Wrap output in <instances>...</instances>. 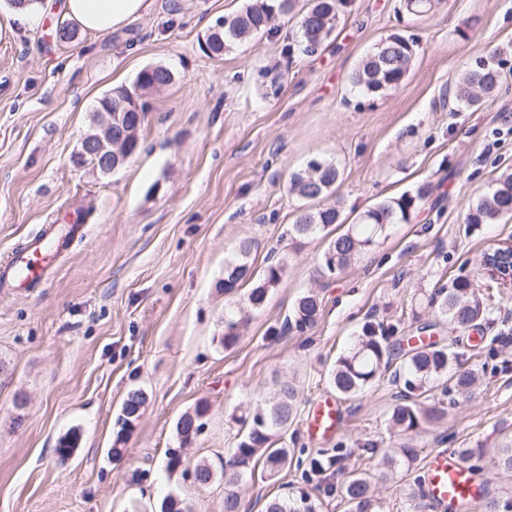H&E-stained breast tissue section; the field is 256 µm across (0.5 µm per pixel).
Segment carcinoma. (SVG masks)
<instances>
[{"instance_id": "obj_1", "label": "carcinoma", "mask_w": 512, "mask_h": 512, "mask_svg": "<svg viewBox=\"0 0 512 512\" xmlns=\"http://www.w3.org/2000/svg\"><path fill=\"white\" fill-rule=\"evenodd\" d=\"M350 0H309L296 9V0H253L245 10L231 19L216 21L209 30L207 42L211 53L224 50L258 34L273 32V22L279 15L296 19L298 47L305 53H314L331 36L344 16ZM415 55L414 41L392 33L381 41L351 76L352 86L368 94L383 93L398 87L406 77ZM175 75L163 65L141 69L129 85H120L103 95L94 110L93 122L99 123L115 99L126 98L129 107L146 102V92L171 84ZM501 73L498 65L479 59L465 72L458 87L457 99L468 107H477L484 98L494 96L499 89ZM147 108L133 116L127 126L112 132L113 150L127 160L140 147L141 132ZM341 176L337 165L312 160L307 169L290 179V190L300 199L310 202L328 195ZM434 186L423 184L413 192L398 198L382 200L361 212L356 221L347 225L337 205L321 208L305 207L299 210L288 229L291 240L315 238L333 225L346 229L332 238L325 249L317 277L323 279L344 271L355 260L387 236L389 228L399 222H408L421 204L433 193ZM512 217V173L500 177L494 188L469 206L464 223L468 226L497 224ZM252 244L243 241L237 257L224 266V294L235 295L244 284H251L246 295V308H229L224 316V348L235 346L251 316L261 311L271 291L282 282L286 264L279 259L268 263L261 274H255L249 255ZM482 285L468 277H457L447 288L439 287L425 296L416 308L434 310L455 331H481L491 322L492 308L484 304ZM322 311V300L314 290L301 295L286 318L288 330L302 332L313 326ZM395 326L365 323L354 343L336 359L330 381L336 393L351 398L364 393L383 379L400 387L398 402L391 408L388 424L397 437L394 447L382 455H371L362 466L352 467L341 482L327 487L348 505L349 512H380L381 505L374 499L372 486L377 482L410 477L420 460L418 438L428 428L445 419L447 397L469 395L478 381L475 369L455 351L454 344H416L397 356L389 345ZM147 398L140 390L128 392L117 419L119 430L116 442H122L128 425L135 422L146 405ZM207 407L200 405L193 412L184 413L176 429L185 441L196 436L203 427ZM299 412L295 388L283 382L272 399L245 404L236 421L242 426L235 448L224 458V484L230 487L224 495V512H240L241 497L232 487L255 477V473L273 477L288 465V430ZM343 449L333 455L322 453L311 461V470L320 474L342 469ZM493 468L512 473V439L502 442L490 460ZM480 512H512V493L485 498L479 503ZM265 512H316V506L305 494L299 498L274 497L266 504Z\"/></svg>"}]
</instances>
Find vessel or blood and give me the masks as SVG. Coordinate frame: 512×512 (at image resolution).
I'll list each match as a JSON object with an SVG mask.
<instances>
[{"mask_svg":"<svg viewBox=\"0 0 512 512\" xmlns=\"http://www.w3.org/2000/svg\"><path fill=\"white\" fill-rule=\"evenodd\" d=\"M74 225L59 231L45 228L6 259L0 260V288L15 289L41 282L49 271L51 258L62 253ZM306 425L310 434L332 437L341 425V410L334 397L325 396L309 409ZM421 493L432 512H458L472 506L481 493L460 457L448 450H435L424 463Z\"/></svg>","mask_w":512,"mask_h":512,"instance_id":"obj_1","label":"vessel or blood"}]
</instances>
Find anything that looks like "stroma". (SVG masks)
<instances>
[{
  "instance_id": "obj_1",
  "label": "stroma",
  "mask_w": 512,
  "mask_h": 512,
  "mask_svg": "<svg viewBox=\"0 0 512 512\" xmlns=\"http://www.w3.org/2000/svg\"><path fill=\"white\" fill-rule=\"evenodd\" d=\"M65 2L39 0V14L18 22L10 0H0V256L71 214L85 226L50 280L0 289V512H160L170 495L190 512H224L233 417L277 379L293 381L299 394L292 457L279 478L240 485L242 512H263L285 489L307 494L317 512H345L308 462L340 445L348 469L364 444L387 447L397 389L383 382L341 400V430L312 438L304 413L332 394L336 358L368 321L397 325L389 339L397 349L423 323L447 343L453 331L442 318L427 309L405 318L402 309L456 277L485 280L484 252L512 242V220L464 222L477 194L512 172V0H439L425 17L407 14L402 0H352L318 52L291 56L285 49L297 27L283 18L274 34L209 53L210 27L249 0H151L146 16L69 44L54 37ZM395 32L417 43L405 80L381 95L352 90L361 60ZM488 52L500 65V88L465 107L456 100L459 80ZM158 64L175 79L149 94L139 151L106 175L77 165L98 99ZM314 158L340 167L324 202L351 220L421 182L435 190L409 223L320 281L328 237L297 248L286 237L302 205L290 177ZM245 240L254 267L273 252L288 266L227 349L224 265ZM311 288L322 298L320 319L305 332L287 330L286 317ZM485 298L493 309L488 343L458 346L481 384L423 435L424 452L512 437V284ZM132 390L147 404L116 458L115 421ZM200 403L204 426L182 444L176 423ZM73 432L78 446L60 458L58 442ZM173 453L209 462L213 482L200 487L168 468Z\"/></svg>"
}]
</instances>
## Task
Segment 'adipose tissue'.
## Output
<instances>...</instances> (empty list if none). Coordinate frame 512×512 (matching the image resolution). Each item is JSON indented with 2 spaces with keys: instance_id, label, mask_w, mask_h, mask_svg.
<instances>
[{
  "instance_id": "obj_1",
  "label": "adipose tissue",
  "mask_w": 512,
  "mask_h": 512,
  "mask_svg": "<svg viewBox=\"0 0 512 512\" xmlns=\"http://www.w3.org/2000/svg\"><path fill=\"white\" fill-rule=\"evenodd\" d=\"M150 0H67V17L84 32L103 34L147 13Z\"/></svg>"
}]
</instances>
